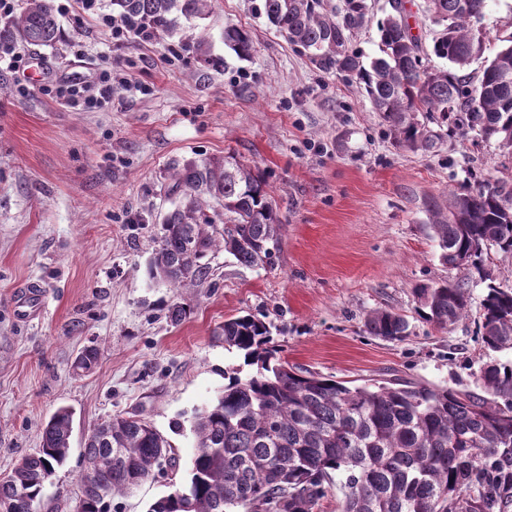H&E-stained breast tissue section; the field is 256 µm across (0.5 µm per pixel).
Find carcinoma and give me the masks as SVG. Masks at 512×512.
Masks as SVG:
<instances>
[{
    "label": "carcinoma",
    "mask_w": 512,
    "mask_h": 512,
    "mask_svg": "<svg viewBox=\"0 0 512 512\" xmlns=\"http://www.w3.org/2000/svg\"><path fill=\"white\" fill-rule=\"evenodd\" d=\"M123 16L145 17L156 30L175 27L173 13L206 19L212 0H112ZM487 0H424L438 27L430 50L412 33L407 0H387L378 25L382 55L366 64L352 50L369 21V0H261L259 11L318 68L355 77L397 146L435 153L448 138L474 133L512 154V35L478 78L466 68L485 50L476 26ZM12 38L51 46L59 28L48 0H26L7 25ZM224 45L243 59L250 33L224 26ZM447 61L429 69L427 53ZM178 201L162 219L149 277L172 288H198L211 276L209 256L224 252L262 266L279 243L282 223L272 187L233 155L190 163L170 175ZM429 235L440 260L470 265L485 283L478 333L493 352L512 351V287L482 265L484 251L512 254V184L481 180L448 190L430 209ZM418 315L441 329L468 314L464 285L413 288ZM373 335L401 340L409 323L392 309L366 314ZM224 347L255 371L236 370L224 390L193 417L196 453L188 480L148 512H317L331 487L339 512H512V359L484 362L481 392L402 377L350 385L298 371L276 356L271 326L251 315L224 321ZM94 346L75 368L91 371ZM73 418L61 408L42 432L41 448L0 476V504L38 512L45 483L70 450ZM84 439L86 470L74 512H111L112 497L154 478L160 459L176 466L175 448L136 414L114 415Z\"/></svg>",
    "instance_id": "1"
}]
</instances>
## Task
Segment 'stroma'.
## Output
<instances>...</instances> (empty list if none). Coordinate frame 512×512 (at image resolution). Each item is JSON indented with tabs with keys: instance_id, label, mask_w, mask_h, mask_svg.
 Masks as SVG:
<instances>
[{
	"instance_id": "stroma-1",
	"label": "stroma",
	"mask_w": 512,
	"mask_h": 512,
	"mask_svg": "<svg viewBox=\"0 0 512 512\" xmlns=\"http://www.w3.org/2000/svg\"><path fill=\"white\" fill-rule=\"evenodd\" d=\"M52 2L59 41L28 48L40 81L21 97L17 73L0 68V474L40 448L58 408L73 412L68 457L39 512H72L84 437L116 414L139 412L178 464L115 496L112 512H147L184 483L193 415L243 362L217 334L239 315L271 324L289 365L339 381L389 371L475 388V371L496 357L477 332L485 285L473 268L443 264L426 226L449 188L512 176L495 142L467 138L427 156L395 148L362 84L316 67L256 13L260 0H213L210 17L119 48L93 22L76 24L66 0ZM228 24L250 31L251 60L225 47ZM76 43L123 64L150 94L118 88L112 108L86 111L41 92L74 72L94 79L72 57ZM171 45L183 59L165 61ZM228 153L272 186L283 230L270 263L218 253L204 287L150 279L168 173ZM441 281L470 294L467 318L447 330L415 312L414 287ZM177 302L189 311L174 323ZM374 308L404 314L408 336L370 335ZM89 345L99 364L76 373Z\"/></svg>"
}]
</instances>
